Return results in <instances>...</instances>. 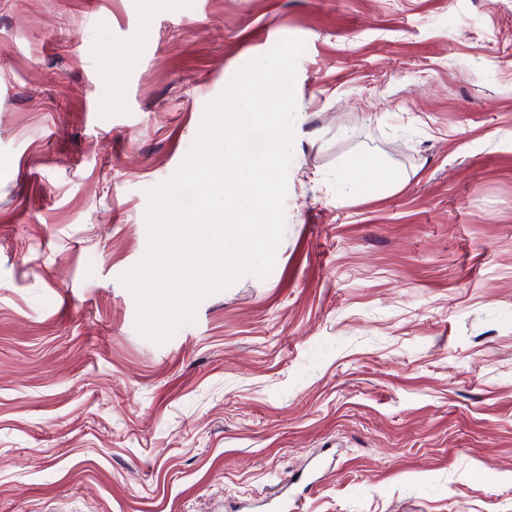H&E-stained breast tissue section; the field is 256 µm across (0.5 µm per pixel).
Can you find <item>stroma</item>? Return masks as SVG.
<instances>
[{"instance_id":"obj_1","label":"stroma","mask_w":512,"mask_h":512,"mask_svg":"<svg viewBox=\"0 0 512 512\" xmlns=\"http://www.w3.org/2000/svg\"><path fill=\"white\" fill-rule=\"evenodd\" d=\"M285 38L275 266L154 343L146 192ZM0 512H512V0H0Z\"/></svg>"}]
</instances>
